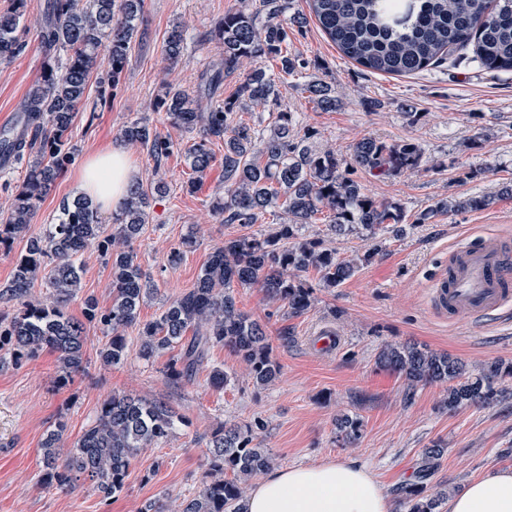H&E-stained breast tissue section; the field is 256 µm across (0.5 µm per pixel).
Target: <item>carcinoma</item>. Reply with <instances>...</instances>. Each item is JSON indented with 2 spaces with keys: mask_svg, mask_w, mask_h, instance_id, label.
<instances>
[{
  "mask_svg": "<svg viewBox=\"0 0 512 512\" xmlns=\"http://www.w3.org/2000/svg\"><path fill=\"white\" fill-rule=\"evenodd\" d=\"M311 13L340 53L362 67L380 74L406 76L436 67L451 53L472 48L480 65L512 71V0H309ZM144 0H44L41 4L40 44L46 57L66 52L64 70H44L29 90L19 110L26 134L16 137L0 129V156L8 151L19 162L35 155L26 178L13 196L10 213L0 226V238L28 230L44 192L70 159L69 132L87 88L99 67L101 48H107L110 70L107 81L117 86L124 71L133 38L143 13ZM27 0H13L0 11V63L9 62L24 48L17 35ZM303 14L288 17V0H259V7L224 14L213 38L224 50L223 66L214 70L195 93L169 89L157 98L172 123L193 134L185 155L196 178L213 165L208 147L212 139L224 141V194L217 197L215 213L224 224H254L271 209L279 208L287 221L264 236L242 235L215 249L201 270L195 287L176 296L154 320L142 323L139 311L145 298L156 291L137 262L133 244L147 223L150 199L166 192L158 179L136 183L112 215V232L106 233L98 208L80 196L62 205L56 223L41 236L28 239L25 254L15 264L9 283L0 287V302L14 303L16 312L0 315V350L8 349L19 365L45 349L58 354L64 381L82 369L85 360L86 325L103 326L109 340L99 350L102 364L114 366L128 357L126 330L139 326V354L150 359L165 350H177L167 370L178 382H190L208 351L217 345L231 349L246 364L254 382L267 386L280 376V366L263 326L236 304L234 287L257 286L282 303L286 313L297 316L310 310L315 287L335 289L352 279L377 249L344 258L321 241L303 235L317 214L327 213L329 230L338 237L373 236L387 228L403 231L406 213L402 205L364 192L355 180L357 171L388 178L421 167L422 147L411 141L389 143L367 136L354 142L348 153L332 147L316 149L310 132L300 133L292 113L281 111L268 132L237 118L277 103L276 82L262 66L280 61L281 72L293 74L308 62L288 54L289 31L302 28ZM186 31L173 25L164 40V53L172 63L184 55ZM249 66L233 99L220 101L215 89L227 75ZM304 91L325 111L339 105L336 88L314 78ZM121 138L147 150L160 169L173 148L144 120L121 130ZM487 196L446 197L421 212L415 223L424 224L453 210H482ZM95 247L110 254L112 302L100 309L96 300H84V320L69 312L81 282L79 258ZM314 272L317 284L306 274ZM45 280L48 296L30 300L31 289ZM192 336H187V332ZM380 366L402 375L406 396L419 385L446 386L448 410L464 406L484 407L504 394L498 379L512 376V365L487 364L474 374L461 361L415 345L385 346L378 355ZM185 423L166 403L114 393L106 399L94 421L73 446L64 448L67 428L58 419L41 442L40 485L72 490L82 476L94 482L103 499L122 490L128 470L141 452L165 439ZM264 428L257 418L244 427L221 424L207 436V471L198 493L182 502L179 512H243L249 480L269 470L273 459L257 442ZM337 438L353 444L362 435L359 418L342 415L336 421ZM446 451L441 442L424 449L419 481L396 488L407 512H441L446 494L433 492L427 480ZM232 473L233 478L225 475Z\"/></svg>",
  "mask_w": 512,
  "mask_h": 512,
  "instance_id": "cac0c4a2",
  "label": "carcinoma"
}]
</instances>
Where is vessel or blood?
<instances>
[{"mask_svg":"<svg viewBox=\"0 0 512 512\" xmlns=\"http://www.w3.org/2000/svg\"><path fill=\"white\" fill-rule=\"evenodd\" d=\"M430 301L438 316L453 321L512 305V254L492 238L453 250L432 281Z\"/></svg>","mask_w":512,"mask_h":512,"instance_id":"b4317fda","label":"vessel or blood"}]
</instances>
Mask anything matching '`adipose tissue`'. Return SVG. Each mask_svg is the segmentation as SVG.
Wrapping results in <instances>:
<instances>
[{
	"label": "adipose tissue",
	"mask_w": 512,
	"mask_h": 512,
	"mask_svg": "<svg viewBox=\"0 0 512 512\" xmlns=\"http://www.w3.org/2000/svg\"><path fill=\"white\" fill-rule=\"evenodd\" d=\"M138 168L120 145L92 154L77 174V187L105 211L115 209L135 184ZM245 512H391L373 475L353 463L328 461L271 473L253 487ZM448 512H512V468L472 480L448 499Z\"/></svg>",
	"instance_id": "adipose-tissue-1"
}]
</instances>
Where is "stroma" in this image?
I'll return each mask as SVG.
<instances>
[{"label":"stroma","mask_w":512,"mask_h":512,"mask_svg":"<svg viewBox=\"0 0 512 512\" xmlns=\"http://www.w3.org/2000/svg\"><path fill=\"white\" fill-rule=\"evenodd\" d=\"M243 5L244 0H145L119 85L91 83L74 120L71 162L40 201L27 236L0 245V285L10 279L28 236L43 234L63 202L73 200L84 159L120 143L122 128L139 119L174 144L159 166L146 149L129 148L140 182L159 175L168 185L166 194L152 200L144 233L134 245L138 263L157 286L141 307V321L157 318L173 297L192 288L226 239L264 235L280 222V215L267 213L248 226L221 223L213 201L224 188L223 142L211 143L215 162L196 190L187 191L193 172L185 145L191 136L153 108L164 86L196 91L206 72L220 64L223 49L210 33L225 13ZM40 22L36 5H29L20 32L26 48L0 63V113L17 111L47 63L65 59L61 52L45 57ZM177 23L186 30L187 48L173 65L163 46L167 30ZM288 51L307 60L308 70L282 78L278 62L265 60L267 72L277 78L278 105L243 114V121L266 130L282 108L293 113L299 130L313 132L316 146L342 154L365 136L418 143L427 159L418 171L397 178L356 174L368 194L400 203L411 216L446 196L491 195L494 203L481 211L409 224L400 234L382 230L372 240L336 237L323 219L308 225V237L321 239L339 256L364 253L376 243L381 250L340 288L316 289L314 306L298 316L285 315L262 289L236 287L238 308L265 325L281 367L278 380L268 386L254 385L241 359L220 345L210 349L194 380L172 383L166 375L169 353L141 358L134 326L126 331L129 354L120 365L100 362L97 352L107 337L101 326L91 324L86 361L66 381H59L57 355L48 349L21 365L0 366V512H143L153 500L177 506L201 487L211 429L257 418L266 424L259 437L275 469L353 461L390 495L415 480L423 450L433 441L443 442L446 452L431 489L458 491L487 472L512 468V376L498 381L507 392L503 400L451 411L444 405L443 386H420L409 397L402 376L376 365L382 347L407 342L449 353L473 371L495 360L512 364V312L473 325L438 317L429 300L431 280L453 247L493 236L512 249V198L498 194L501 184L512 180V71L480 68L465 49L412 75L374 73L342 56L313 20L293 33ZM315 74L335 85L341 107L325 111L307 97L303 88ZM176 250L181 256L174 261L170 254ZM79 263L81 290L69 306L77 317L84 298H95L103 307L112 299L110 261L92 248ZM322 330L339 338L336 350L317 348ZM216 367L229 378L221 389L209 382ZM115 392L165 401L185 422L133 462L123 489L110 502H103L93 482L84 479L73 491L40 487L46 430L64 419V445L72 447ZM344 413L363 422L361 439L346 448L335 440V418Z\"/></svg>","instance_id":"35a3bbf8"}]
</instances>
